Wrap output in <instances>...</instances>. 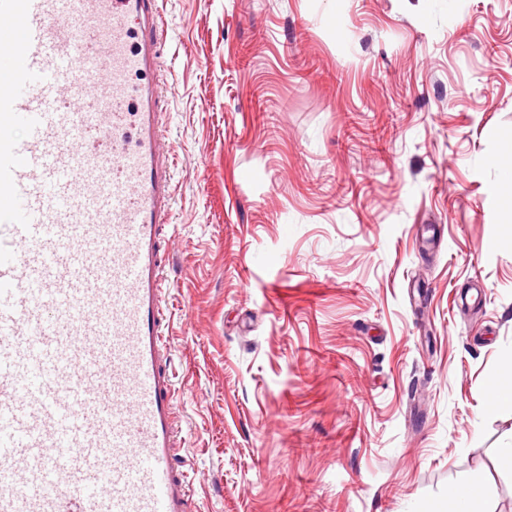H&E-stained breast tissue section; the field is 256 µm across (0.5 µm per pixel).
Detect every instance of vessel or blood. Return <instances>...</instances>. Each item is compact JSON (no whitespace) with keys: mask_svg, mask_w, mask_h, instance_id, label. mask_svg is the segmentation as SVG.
I'll list each match as a JSON object with an SVG mask.
<instances>
[{"mask_svg":"<svg viewBox=\"0 0 512 512\" xmlns=\"http://www.w3.org/2000/svg\"><path fill=\"white\" fill-rule=\"evenodd\" d=\"M159 0H0V512H192Z\"/></svg>","mask_w":512,"mask_h":512,"instance_id":"vessel-or-blood-1","label":"vessel or blood"}]
</instances>
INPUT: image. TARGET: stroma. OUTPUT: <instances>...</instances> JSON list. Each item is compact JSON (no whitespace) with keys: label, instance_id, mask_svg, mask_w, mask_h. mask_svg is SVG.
<instances>
[{"label":"stroma","instance_id":"1","mask_svg":"<svg viewBox=\"0 0 512 512\" xmlns=\"http://www.w3.org/2000/svg\"><path fill=\"white\" fill-rule=\"evenodd\" d=\"M161 3L197 512H437L461 482L497 512L512 472L469 461L512 440L486 409L512 374V0Z\"/></svg>","mask_w":512,"mask_h":512}]
</instances>
